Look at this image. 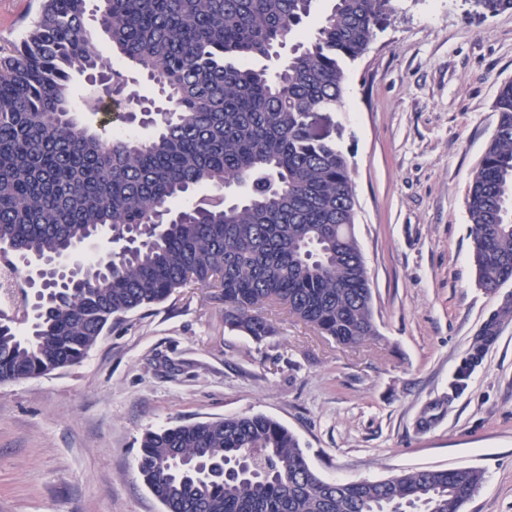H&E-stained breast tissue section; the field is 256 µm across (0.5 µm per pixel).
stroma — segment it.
Returning <instances> with one entry per match:
<instances>
[{"instance_id":"35a3bbf8","label":"stroma","mask_w":512,"mask_h":512,"mask_svg":"<svg viewBox=\"0 0 512 512\" xmlns=\"http://www.w3.org/2000/svg\"><path fill=\"white\" fill-rule=\"evenodd\" d=\"M38 0H0V47ZM512 80V10L396 0L317 129L348 158L377 341L350 349L287 309L258 343L190 287L113 323L79 364L0 384V512H164L136 463L148 430L262 414L337 481L479 468L461 512H512V284L480 288L466 196ZM497 334L478 347L490 320Z\"/></svg>"}]
</instances>
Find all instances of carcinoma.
Returning <instances> with one entry per match:
<instances>
[{"mask_svg":"<svg viewBox=\"0 0 512 512\" xmlns=\"http://www.w3.org/2000/svg\"><path fill=\"white\" fill-rule=\"evenodd\" d=\"M314 0H41L21 39L0 49V383L79 363L126 314L196 285L220 289L224 326L261 343L256 313L276 303L346 347L379 338L355 235L348 159L313 132L343 106L347 67L369 48L393 0H334L312 35ZM275 74L257 59L280 56ZM152 81L161 106L129 87ZM79 74L156 128L99 132ZM466 201L478 284L512 283V80ZM214 194L192 202L195 191ZM165 224H157L158 220ZM109 229L87 259L79 246ZM72 258L66 281L29 299V261ZM138 472L166 512H460L477 468L418 469L391 481L326 480L296 436L265 415L149 430Z\"/></svg>","mask_w":512,"mask_h":512,"instance_id":"carcinoma-1","label":"carcinoma"}]
</instances>
